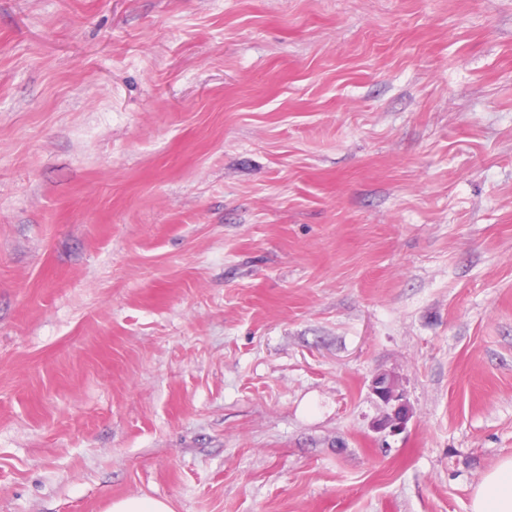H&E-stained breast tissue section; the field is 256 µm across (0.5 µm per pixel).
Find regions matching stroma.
<instances>
[{
    "label": "stroma",
    "mask_w": 512,
    "mask_h": 512,
    "mask_svg": "<svg viewBox=\"0 0 512 512\" xmlns=\"http://www.w3.org/2000/svg\"><path fill=\"white\" fill-rule=\"evenodd\" d=\"M507 456L512 0H0V512H469ZM107 512H173L168 503L158 499L130 496L115 502Z\"/></svg>",
    "instance_id": "stroma-1"
}]
</instances>
